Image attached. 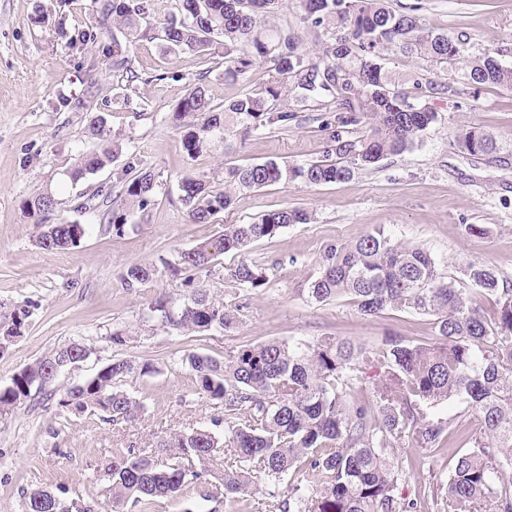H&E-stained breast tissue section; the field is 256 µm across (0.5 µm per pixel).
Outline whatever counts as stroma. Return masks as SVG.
I'll use <instances>...</instances> for the list:
<instances>
[{
  "mask_svg": "<svg viewBox=\"0 0 512 512\" xmlns=\"http://www.w3.org/2000/svg\"><path fill=\"white\" fill-rule=\"evenodd\" d=\"M102 0H0V323L19 310L30 312L23 336L0 352V386L18 370L70 341L91 351L80 367L64 372L51 392L0 413V512H22V493L66 486L70 493L104 508L95 467L113 450L148 448L175 431L213 429L223 409L203 398L193 373L182 363L192 353L215 357L245 345L341 336L365 344L386 337L432 336L433 318L387 310L376 316L356 312L348 299L312 302L307 288L330 245L349 243L376 229L429 250L443 274L460 275L472 262L512 282V89L485 88L472 94L461 72L449 73L452 93L426 98L437 120L413 149L375 167L355 171L342 183L310 187L299 182L237 193L233 206L211 223L193 224L180 201L178 181L187 173L223 182L229 165L269 160L304 163L328 148L319 123L298 117L288 129L259 132L246 140L189 159L169 117L199 72L214 102L225 103L266 81L262 69L232 79L224 59L166 50L144 39L133 47L130 72L113 70L104 56L115 27L100 28L97 42L77 41L78 29L100 27ZM424 26L451 35L467 34L470 53H498L512 67V0H418ZM49 18L45 27L36 15ZM103 116L112 137L134 151L144 167L165 183L143 219L118 235L100 212L79 213L74 198L114 182V164L78 183L68 172L82 152L95 146L87 131L91 116ZM476 126L501 145L496 158L477 159L452 145L455 134ZM51 190L59 201L56 218L90 230L80 245L47 252L35 243L37 229L22 202L33 191ZM311 212L309 224L251 245L247 256L262 265L268 282L233 294L222 275L237 263L220 256L210 275L195 284L220 302L239 305V324L229 331H176L152 318L148 305L158 294L184 291L182 278L160 270L179 252L246 224L273 210ZM482 234L470 233V225ZM133 264H152L153 279L127 286L121 278ZM124 329L130 337L115 346L108 337ZM115 358L157 366L156 374L125 379L122 390L144 409L132 422L112 423L89 412L61 408L65 390L93 376ZM403 472L398 492L416 502V512H438L436 490L448 472V450L422 453L410 464L398 452Z\"/></svg>",
  "mask_w": 512,
  "mask_h": 512,
  "instance_id": "stroma-1",
  "label": "stroma"
}]
</instances>
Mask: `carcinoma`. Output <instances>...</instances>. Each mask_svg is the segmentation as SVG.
<instances>
[{"label": "carcinoma", "instance_id": "1", "mask_svg": "<svg viewBox=\"0 0 512 512\" xmlns=\"http://www.w3.org/2000/svg\"><path fill=\"white\" fill-rule=\"evenodd\" d=\"M282 0H177L175 10L153 19L149 0H103L102 16L119 23L123 39L112 37V69L130 70V49L149 33L167 49L208 56L221 48L224 77L238 78L261 68L264 85L226 104H215L204 80L179 102L171 122L182 133L190 159L212 143L286 128L299 112H316L327 131L329 150L309 163L276 161L224 168L219 186L200 174L178 182L180 200L193 224H209L229 209L240 191L300 182L320 186L347 181L355 171L375 166L386 156L410 150L435 122L436 113L421 105L422 97H443L457 89L447 81L407 75L416 93L399 88L403 79L385 66L393 51L417 56L445 73L461 69L469 88L512 87V68L484 53L466 54L465 40L425 30L420 5L396 10L390 0H304V23L329 34L321 56L313 61L300 51L297 36L268 25ZM291 94L292 110L279 106ZM336 108L333 121L327 109ZM369 126L366 135L356 127ZM90 130L100 148L82 156L69 171L77 183L123 154L121 144L97 115ZM454 145L474 158L489 157L499 147L479 127L455 136ZM128 155L112 189L81 193L78 212L109 206L106 215L120 234L134 216L144 213L164 186L153 170ZM58 200L49 190H36L22 204L23 213L41 227L37 239L48 252L80 245L88 225L51 221ZM305 210L279 209L248 224H228L224 233L183 251L165 263L176 276L211 271L218 257L241 252L272 238L291 224H308ZM157 274L153 266L133 264L122 274L129 286ZM468 288L443 278L427 250L394 239L381 229L354 242L328 248L322 268L308 288L317 303L347 297L365 316L385 310L436 317L432 341L393 337L357 347L339 336L286 344L267 341L245 346L223 358L208 354L185 357L198 391L224 406V434L207 429L175 433L156 443L162 457L147 448L115 450L101 462L111 512L131 504L151 512L159 498L174 497L184 486L202 485L205 501L261 494L270 512H412L414 502L397 493L399 471L395 448L407 443L419 450L455 448L454 463L439 489L445 512H512V285L479 262L468 264ZM188 292L165 294L149 304L164 326L193 332L226 331L237 326L239 308L216 302L185 278ZM224 282L237 292L267 283L266 269L243 256L224 268ZM29 311L14 313L0 325V349L23 335ZM88 348L73 341L16 372L0 387V411H8L42 391L57 371L81 359ZM376 369L367 397L354 391L366 367ZM154 364L132 358L114 359L96 374L61 395L58 404L76 413H99L103 419L131 422L141 413L139 399L119 388L131 375H149ZM455 403L462 409L440 417L434 409ZM227 458L210 490L209 464ZM315 477L310 488L303 476ZM290 478L288 494L279 484ZM67 490L37 488L24 495V512H95L78 499L65 510Z\"/></svg>", "mask_w": 512, "mask_h": 512}]
</instances>
